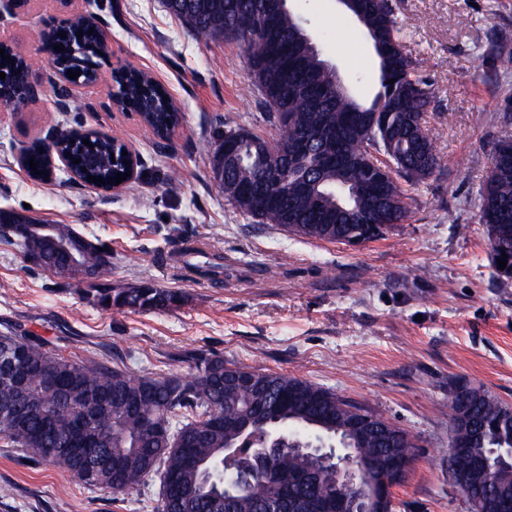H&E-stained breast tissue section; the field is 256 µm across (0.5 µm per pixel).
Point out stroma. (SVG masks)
<instances>
[{"label":"stroma","instance_id":"stroma-1","mask_svg":"<svg viewBox=\"0 0 512 512\" xmlns=\"http://www.w3.org/2000/svg\"><path fill=\"white\" fill-rule=\"evenodd\" d=\"M398 36L433 90L425 114L439 168L409 186L408 216L359 246L310 241L239 211L212 173L226 130L269 143L243 46L196 39L164 0H30L0 13V40L41 55L52 30L83 15L109 37L99 84L60 104L49 66L35 68L39 97L0 108V209L68 224L112 255L113 286L183 291L164 311L103 309L82 284L27 263L0 239V335L45 338L64 355L137 375L191 376V354L304 378L351 398L410 434L416 458L393 491L394 512H468L451 481L448 388L458 378L512 405V280L498 279L478 224L491 148L512 125V73L492 44L512 51V0H396ZM343 82L368 101L375 58L360 25L334 0H290ZM135 68L164 86L181 114L167 139L117 110L114 72ZM58 129L116 136L138 153L137 176L96 190L64 171L28 177L20 149ZM206 245L224 258V281L186 278L172 256ZM151 476L119 498L79 483L0 438V512H157Z\"/></svg>","mask_w":512,"mask_h":512}]
</instances>
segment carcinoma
I'll return each mask as SVG.
<instances>
[{
  "mask_svg": "<svg viewBox=\"0 0 512 512\" xmlns=\"http://www.w3.org/2000/svg\"><path fill=\"white\" fill-rule=\"evenodd\" d=\"M176 0L166 4L202 40H224L246 47L251 82L260 90L265 121L280 130L272 145L253 133L240 151L244 163L235 180L253 196L252 217L260 223L287 227L301 237L329 243L360 238L370 241L385 234L387 225L400 224L408 213L404 184L429 177L439 167L434 140L424 125L432 102L430 84L419 62L406 54L398 37L396 4L366 0L361 27L378 63L379 89L363 102L342 84L336 66L317 45L288 6V0ZM84 17L57 26L51 35L61 46L56 59L80 79H96L98 31ZM83 37H77L78 31ZM0 96L10 99L23 77L43 60L19 44H1ZM394 83H389V80ZM120 101L136 106L143 121L161 138L179 121L167 93L158 84L132 72L119 91ZM377 115L371 130L360 127V116ZM491 149V170L482 192L479 222L487 229L490 250L507 254L512 266V150ZM291 156L288 176L274 168L263 147ZM62 152L79 178L92 175L114 181L124 171L121 150L107 136L90 144L59 130L51 143L40 139L26 146V157L42 170L51 153ZM396 197L393 212H373L376 198ZM371 213L370 228L345 224L336 214V201ZM16 246L23 258L51 274L87 284L85 298L97 305L137 311H163L180 303L182 292L149 284L114 288L108 279L111 255L67 224H0V238ZM192 271L222 282L224 257L196 247L177 257ZM0 437L24 448L35 459L59 467L82 484L114 496L140 485L157 473L161 479L159 512H184L182 497L193 495L189 512H262V498L243 485L224 491V475L245 464L228 459L224 449L242 453L275 430L284 447L295 438L289 431L320 436L330 444L357 450L360 471H378L382 459L397 449L415 459L409 434L396 428L393 441L371 432L360 443L352 429L361 413L356 403L306 379L272 370L227 362L200 353L193 358L195 373L181 376L134 375L103 362L64 356L39 336L0 335ZM253 384H248V381ZM471 395L469 415L480 423L469 439L468 456L485 459L495 448H512V431L501 418L512 407L489 390L460 379L448 393L451 416L460 408L459 390ZM88 394L106 399V410L92 416L84 411ZM91 432L96 447L112 464L86 457L81 446L60 448L74 432ZM320 457L300 452L280 454L273 473L254 479L265 487V498L280 503V512H325L322 500L336 492L326 478Z\"/></svg>",
  "mask_w": 512,
  "mask_h": 512,
  "instance_id": "obj_1",
  "label": "carcinoma"
}]
</instances>
